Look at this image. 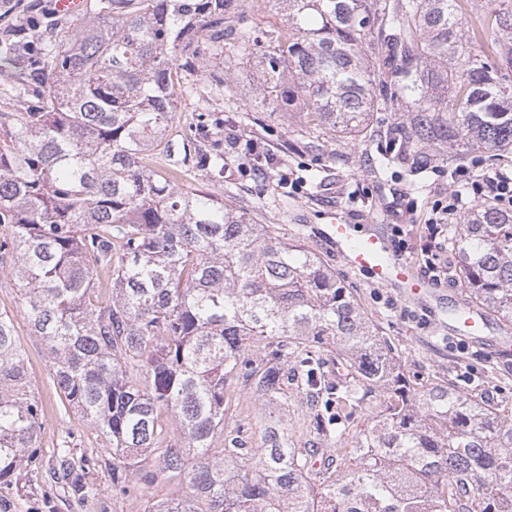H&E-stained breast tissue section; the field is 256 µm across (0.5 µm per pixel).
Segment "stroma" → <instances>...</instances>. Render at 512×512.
I'll list each match as a JSON object with an SVG mask.
<instances>
[{
    "mask_svg": "<svg viewBox=\"0 0 512 512\" xmlns=\"http://www.w3.org/2000/svg\"><path fill=\"white\" fill-rule=\"evenodd\" d=\"M258 79L252 67L238 69L231 82V97L209 94L202 77H195L194 91L176 103L170 128L181 139L199 113L209 111L222 118L213 131L220 139L226 160L225 172L239 187L237 203L252 197L269 200L259 211L258 221L276 225L282 239L314 250L352 291L378 330L399 353L406 374L422 383L445 376L464 393H486L512 407V358L502 360L492 352L496 338L512 339V323L489 316L487 336L465 340L450 329L448 309L466 298L456 266L436 286L430 303L419 304L403 298L397 289L375 282L369 274L351 270L322 230L332 214L355 224L357 232L382 228L394 252L415 266L425 257L422 229L434 215L435 204L447 202L452 189L449 172L426 182L422 191L411 190L397 170L374 175L365 146L359 140H344L327 134L313 150L298 149L302 124L298 115L264 112L257 126L237 131L243 110H256L250 92ZM8 314L23 351L31 384L44 410L36 468L38 480L30 491L0 488V512H144L146 501H160L186 495L185 481L147 482L141 475L158 463L148 455L133 472L137 492L113 496L107 467L111 451L102 437L78 413L61 400L54 382V364L45 343L35 336L23 312L19 289L10 265L0 264V313ZM70 443L69 455L89 456L99 464L88 480L91 496L75 499L65 484L59 465L63 443Z\"/></svg>",
    "mask_w": 512,
    "mask_h": 512,
    "instance_id": "stroma-1",
    "label": "stroma"
}]
</instances>
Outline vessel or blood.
<instances>
[{
    "label": "vessel or blood",
    "instance_id": "1",
    "mask_svg": "<svg viewBox=\"0 0 512 512\" xmlns=\"http://www.w3.org/2000/svg\"><path fill=\"white\" fill-rule=\"evenodd\" d=\"M324 235L335 243L351 269L368 272L373 280L400 289L415 300L426 302L433 298L431 283L420 276L413 264L393 254L383 230L376 228L360 235L353 225L339 219L327 225ZM453 322L455 333L464 338L483 335L487 325L481 310L463 303L456 308Z\"/></svg>",
    "mask_w": 512,
    "mask_h": 512
}]
</instances>
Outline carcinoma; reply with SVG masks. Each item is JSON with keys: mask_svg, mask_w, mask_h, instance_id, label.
<instances>
[{"mask_svg": "<svg viewBox=\"0 0 512 512\" xmlns=\"http://www.w3.org/2000/svg\"><path fill=\"white\" fill-rule=\"evenodd\" d=\"M274 2L280 27L247 20L242 0H96L73 33L48 37L32 21L5 32L4 62L36 103L0 113V261L11 255L57 387L109 443L113 494L136 490L131 471L154 451L155 476L191 487L144 512H512L501 496L512 413L449 379L407 376L321 257L258 222L262 201L180 188L189 158L224 177V153L199 136L211 114L198 115L183 157L167 141L183 74L203 72L219 92L248 64L264 107H302L307 138L365 135L375 113L392 112L381 167L416 175L461 164L476 145L505 166L512 0H495L468 40L463 0ZM151 156L169 158L167 174ZM448 247L470 304L512 322V210L464 212ZM233 382L281 406L304 395L305 442L278 416L257 427L227 416ZM377 398L382 410L348 442ZM170 418L180 449L167 444ZM43 427L0 313V482L35 473ZM96 466L82 461L72 495L92 492Z\"/></svg>", "mask_w": 512, "mask_h": 512, "instance_id": "cac0c4a2", "label": "carcinoma"}]
</instances>
